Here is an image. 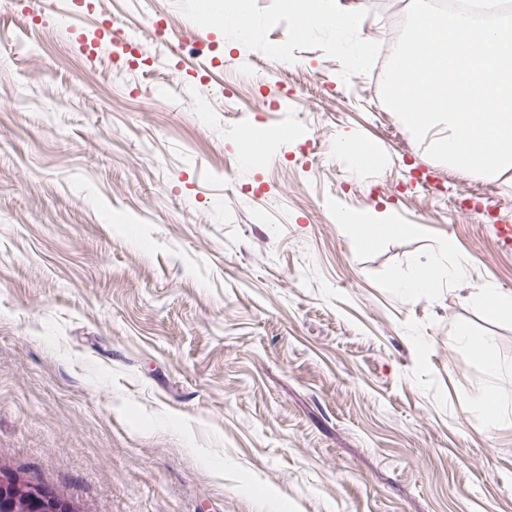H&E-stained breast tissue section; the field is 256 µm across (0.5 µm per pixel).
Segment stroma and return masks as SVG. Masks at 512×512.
<instances>
[{
    "instance_id": "1",
    "label": "stroma",
    "mask_w": 512,
    "mask_h": 512,
    "mask_svg": "<svg viewBox=\"0 0 512 512\" xmlns=\"http://www.w3.org/2000/svg\"><path fill=\"white\" fill-rule=\"evenodd\" d=\"M362 2L363 46L396 41L408 0ZM245 5L0 0V465L77 512H512V320L466 295L512 293V186L372 111L335 27ZM158 15L213 36V78ZM107 18L135 63L78 43ZM341 213L402 230L368 245ZM435 254L466 284L395 288Z\"/></svg>"
}]
</instances>
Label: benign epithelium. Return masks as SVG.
<instances>
[{"label":"benign epithelium","mask_w":512,"mask_h":512,"mask_svg":"<svg viewBox=\"0 0 512 512\" xmlns=\"http://www.w3.org/2000/svg\"><path fill=\"white\" fill-rule=\"evenodd\" d=\"M0 512H75L41 482L0 467Z\"/></svg>","instance_id":"1"}]
</instances>
